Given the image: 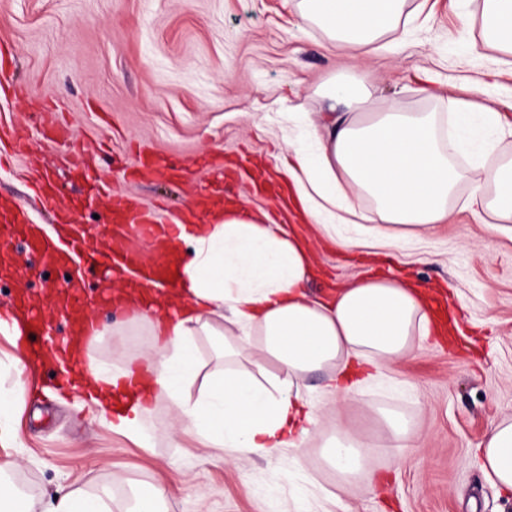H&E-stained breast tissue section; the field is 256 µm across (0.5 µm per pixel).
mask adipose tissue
<instances>
[{"instance_id":"adipose-tissue-1","label":"adipose tissue","mask_w":512,"mask_h":512,"mask_svg":"<svg viewBox=\"0 0 512 512\" xmlns=\"http://www.w3.org/2000/svg\"><path fill=\"white\" fill-rule=\"evenodd\" d=\"M407 0H300L301 24H315L336 48L360 60L378 49L388 34L407 24ZM484 38L472 50H496L512 56V0H483ZM331 103L343 113L321 112L308 121L309 145L292 143L293 166L286 172L312 224L339 245L344 214L368 197L373 207L361 235L376 245H396L395 225L432 231L449 217L460 184L469 188L467 209L483 214L492 230L512 240V154H497L499 142L512 137V120L490 107L456 103L455 133L444 137L434 112H405L394 104L375 110L365 81L331 84ZM471 149L487 157L472 171L458 169L454 155ZM188 245L179 256L174 288L149 296L121 290L116 304L132 318L148 322L150 352L128 359L120 371L96 364L86 384L85 404L106 414L111 387L139 369L141 389L124 395L107 427L144 443L151 403L165 398L176 432L194 436L223 464L255 458H287L292 470L305 468L302 448L318 427L322 412L337 419L336 434L324 447L340 485L361 479L378 494L381 479L373 467L377 454L356 438L341 419L343 405L358 387L352 367L381 370L409 354L417 339L430 335V294L408 279L363 278L311 296L315 272L308 241L275 223L269 214L231 203L199 224L176 227ZM213 337L217 354L228 361L198 396L187 392L199 366L197 337ZM259 355L256 371L232 368L245 351ZM275 372H267V365ZM25 366L20 357L0 359V447L21 441L15 416L24 405ZM326 373L325 397L307 401L301 379ZM482 472L500 490L512 493V418L492 426L479 445ZM112 487L93 491L75 487L58 493L51 512H112Z\"/></svg>"}]
</instances>
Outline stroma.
I'll list each match as a JSON object with an SVG mask.
<instances>
[{
    "label": "stroma",
    "mask_w": 512,
    "mask_h": 512,
    "mask_svg": "<svg viewBox=\"0 0 512 512\" xmlns=\"http://www.w3.org/2000/svg\"><path fill=\"white\" fill-rule=\"evenodd\" d=\"M295 0H0V46L12 51L0 78L27 85V96L0 100V129L15 130L28 153L0 160V197L8 196L37 224H52L55 210L76 209L81 228L101 236L111 226L103 207L87 208L86 177L72 167L84 151L89 175L103 174L113 189L147 206L177 210L198 191L261 208L303 232L313 226L294 206L291 180L279 157L292 111L323 112L331 80L352 77L349 61L316 26L298 30ZM426 4L429 18H414L398 46L370 55L362 65L376 104L407 111L447 113L463 98L498 111L512 106V62L486 51L480 40L482 0H410ZM57 105L67 128L49 138L40 102ZM182 167V178L131 179L133 147ZM489 225L454 211L432 233L386 250L318 247L312 294L357 276L407 278L434 296L459 299L458 335L434 332L381 381L361 386L344 407L350 429L386 443L382 409L418 424V453L394 461L377 457L389 478L387 493L369 496L362 484L339 487L323 458L332 433L323 424L305 443L306 471L292 474L287 459H254L245 467L209 461L194 438L177 435L166 399L147 419L150 440L141 447L114 434L98 414L79 409L81 391L55 392L67 365L48 362L26 373L29 395L18 419L23 445L4 450L17 463L37 512L57 491L111 483L112 512H127L135 493L168 486L163 512H320L339 497L342 512H512V496L486 480L477 446L491 425L512 416V241L492 255L483 243ZM12 224L0 223V255L18 271L0 273V314L39 305L46 294L64 297L71 266L47 268L17 245ZM147 323L129 324L124 336L86 345L93 363L122 365L148 351Z\"/></svg>",
    "instance_id": "stroma-1"
}]
</instances>
